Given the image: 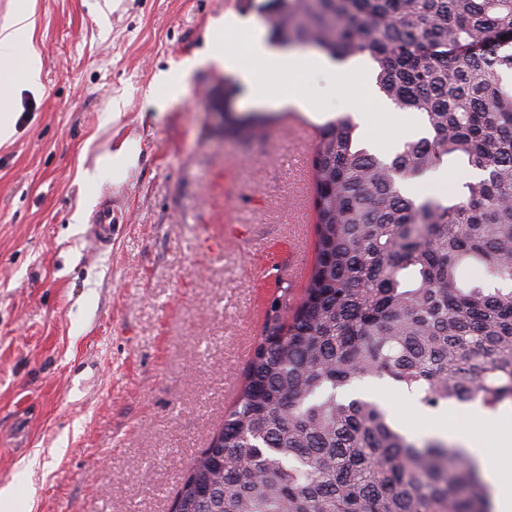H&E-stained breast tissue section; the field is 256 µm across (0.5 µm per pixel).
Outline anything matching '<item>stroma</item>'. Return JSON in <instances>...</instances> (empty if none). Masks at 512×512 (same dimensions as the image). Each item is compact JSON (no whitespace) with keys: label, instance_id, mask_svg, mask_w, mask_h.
Wrapping results in <instances>:
<instances>
[{"label":"stroma","instance_id":"obj_1","mask_svg":"<svg viewBox=\"0 0 512 512\" xmlns=\"http://www.w3.org/2000/svg\"><path fill=\"white\" fill-rule=\"evenodd\" d=\"M264 0H0L30 16L39 84L11 87L0 143V489L13 512H169L222 425L281 279L298 306L314 261L305 127L340 117L354 81L298 79L308 110L242 145L209 102L227 74L211 33L267 21ZM194 60L182 72L185 60ZM112 211V236L96 223ZM413 439L444 409L367 378Z\"/></svg>","mask_w":512,"mask_h":512}]
</instances>
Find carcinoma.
Listing matches in <instances>:
<instances>
[{
	"label": "carcinoma",
	"instance_id": "1",
	"mask_svg": "<svg viewBox=\"0 0 512 512\" xmlns=\"http://www.w3.org/2000/svg\"><path fill=\"white\" fill-rule=\"evenodd\" d=\"M270 40L367 57L423 131L386 157L351 117L319 127L316 259L288 317L273 298L218 445L190 463L177 512H492L466 449L410 439L367 377L437 408L512 402V0H267ZM224 122L254 133L265 119ZM478 172L419 200L404 182Z\"/></svg>",
	"mask_w": 512,
	"mask_h": 512
}]
</instances>
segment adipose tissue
I'll return each instance as SVG.
<instances>
[{
  "label": "adipose tissue",
  "mask_w": 512,
  "mask_h": 512,
  "mask_svg": "<svg viewBox=\"0 0 512 512\" xmlns=\"http://www.w3.org/2000/svg\"><path fill=\"white\" fill-rule=\"evenodd\" d=\"M28 14H18L12 27L0 29V69L11 70L16 83L35 84L39 66L31 56L26 42L20 35L28 29ZM215 44L224 51L221 59L227 73L249 85L261 84L265 87L263 101L280 106L304 108L305 100L293 84V77L303 73L327 68V59L309 52H284L268 45L258 30H251L249 58L239 57L233 47L230 34L220 31L212 36ZM289 73V81H282V73ZM478 423L491 433L493 440L492 456H480L479 462L484 478L493 489L495 512H512V412L491 414L471 407L463 413L448 417V433L463 443H471L472 438L463 427V420Z\"/></svg>",
  "instance_id": "ef3b65f1"
}]
</instances>
